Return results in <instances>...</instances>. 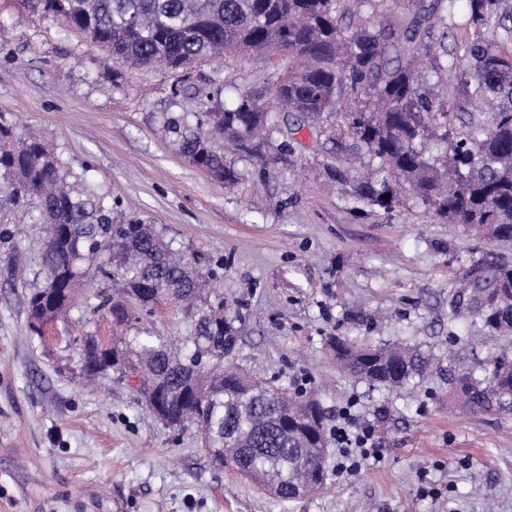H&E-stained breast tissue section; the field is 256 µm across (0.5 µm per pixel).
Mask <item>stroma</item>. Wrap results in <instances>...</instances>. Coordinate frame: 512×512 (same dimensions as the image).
<instances>
[{"label":"stroma","instance_id":"stroma-1","mask_svg":"<svg viewBox=\"0 0 512 512\" xmlns=\"http://www.w3.org/2000/svg\"><path fill=\"white\" fill-rule=\"evenodd\" d=\"M0 27V113L50 132L63 161L90 168L127 216L186 253L223 257L236 362L310 393L330 417L352 406L380 455L346 474L330 447L323 489L283 504L213 463L193 428L150 416L134 380L82 386L75 338L108 341L116 331L80 303L32 335L26 302L45 279L46 226L38 199L13 195L0 171V512H512V410L454 408L444 371L372 390L326 348L331 336L406 341L435 355L454 344L456 372L492 351L512 354L478 317L450 310L472 262L511 265L512 242L442 222L407 190L389 211L357 203L307 129L291 135L287 161L232 155V184L190 164L164 116L193 124L209 107L205 91L227 100L262 86L252 58L215 56L182 82L160 65L113 64L22 0H0Z\"/></svg>","mask_w":512,"mask_h":512}]
</instances>
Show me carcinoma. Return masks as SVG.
Segmentation results:
<instances>
[{"label": "carcinoma", "instance_id": "obj_1", "mask_svg": "<svg viewBox=\"0 0 512 512\" xmlns=\"http://www.w3.org/2000/svg\"><path fill=\"white\" fill-rule=\"evenodd\" d=\"M107 53L135 68L186 69L222 54L266 64L268 84L220 102L191 126L169 118L178 153L215 180L237 181L224 145L238 153L288 136V115L330 145L336 179L344 165L365 161L351 193L370 207L399 203L408 185L417 201L450 224H468L493 240H512V27L505 0H26ZM468 34L460 75L469 99L493 112L462 113L448 98V29ZM501 32L488 36L490 29ZM285 117H279V114ZM334 114L340 131L321 126ZM0 168L13 193L38 197L47 224L44 284L27 296L28 327L41 336L63 319L77 297L105 313L119 330L110 346L88 336L81 372L95 384L133 375L153 390L172 427L208 432L210 458L246 476L278 485L275 498H300L316 478L325 451L326 412L304 407L272 379L250 376L233 362L240 336L224 314V296L210 288L224 260L188 259L154 224L126 220L112 197L56 155L41 134L16 133L0 117ZM387 199H382V196ZM466 309L504 339L512 337V266L469 279ZM500 296L494 308L485 306ZM168 300L190 319L180 343L142 326L152 306ZM344 368L374 387L396 389L422 379L434 357L417 346L357 345L332 337ZM448 398L462 408L512 409V356L500 353L483 374L452 375Z\"/></svg>", "mask_w": 512, "mask_h": 512}]
</instances>
